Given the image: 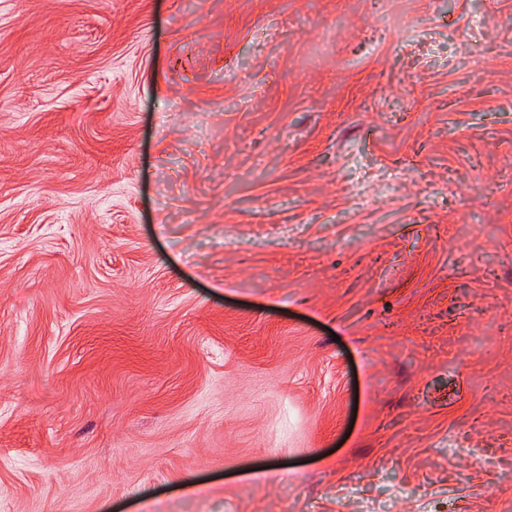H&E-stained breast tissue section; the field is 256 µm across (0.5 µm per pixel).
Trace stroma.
I'll list each match as a JSON object with an SVG mask.
<instances>
[{
    "label": "stroma",
    "mask_w": 512,
    "mask_h": 512,
    "mask_svg": "<svg viewBox=\"0 0 512 512\" xmlns=\"http://www.w3.org/2000/svg\"><path fill=\"white\" fill-rule=\"evenodd\" d=\"M0 512H512V0H0Z\"/></svg>",
    "instance_id": "obj_1"
}]
</instances>
